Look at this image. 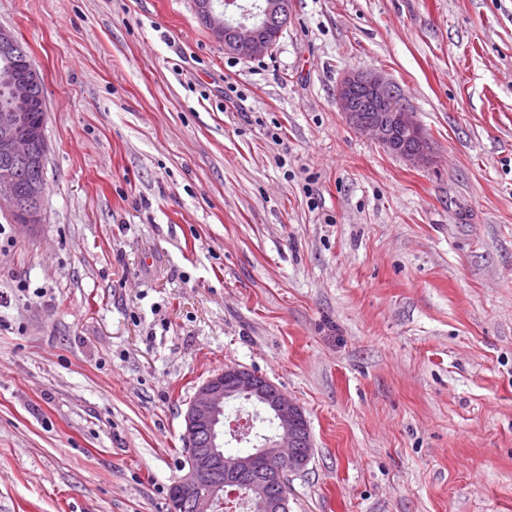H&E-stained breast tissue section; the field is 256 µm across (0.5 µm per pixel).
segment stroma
Listing matches in <instances>:
<instances>
[{"label": "stroma", "instance_id": "1", "mask_svg": "<svg viewBox=\"0 0 512 512\" xmlns=\"http://www.w3.org/2000/svg\"><path fill=\"white\" fill-rule=\"evenodd\" d=\"M0 26L48 142L42 224L0 211V512H168L228 364L304 410L289 512H512V0H293L252 59L193 0ZM351 72L428 164L347 125ZM360 89L369 105L356 98ZM362 92L358 98L365 102ZM336 102L349 127L362 135H369L388 151L411 164L430 160L431 144L412 112L400 102L391 85L376 73L346 74L336 86Z\"/></svg>", "mask_w": 512, "mask_h": 512}]
</instances>
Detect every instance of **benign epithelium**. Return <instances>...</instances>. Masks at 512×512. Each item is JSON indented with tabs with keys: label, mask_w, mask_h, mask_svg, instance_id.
<instances>
[{
	"label": "benign epithelium",
	"mask_w": 512,
	"mask_h": 512,
	"mask_svg": "<svg viewBox=\"0 0 512 512\" xmlns=\"http://www.w3.org/2000/svg\"><path fill=\"white\" fill-rule=\"evenodd\" d=\"M194 0L195 13L228 54L248 58L267 55L287 25L290 0H260L246 7L239 0ZM19 44L13 31L0 27V56L10 62L7 80L13 103L0 109V210L18 214L17 223L33 228L42 222L41 184L47 141L44 128L30 119L31 90L41 77L31 64L17 65ZM361 90L368 104L356 98ZM336 102L349 127L368 135L411 164L430 160L431 144L413 113L391 85L376 73L346 74L336 86ZM27 170L30 177L22 176ZM246 395L272 415L276 433L251 455L224 453L221 430L227 401ZM184 475L170 487L171 512H215L236 485L252 490L260 512H287L288 496L273 491L290 473L306 467L310 455L301 448L310 436L302 407L269 379L243 367L227 366L206 378L188 403L185 415Z\"/></svg>",
	"instance_id": "benign-epithelium-1"
}]
</instances>
